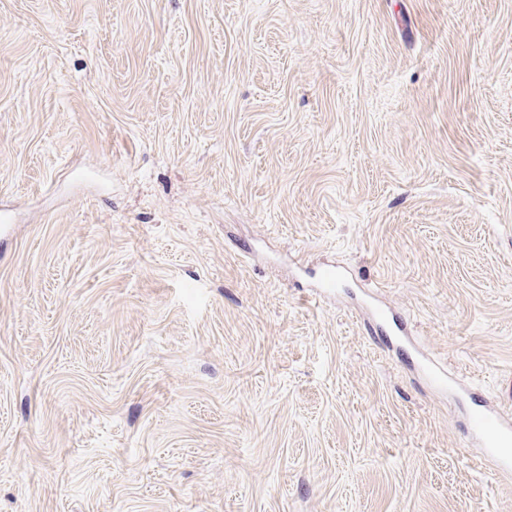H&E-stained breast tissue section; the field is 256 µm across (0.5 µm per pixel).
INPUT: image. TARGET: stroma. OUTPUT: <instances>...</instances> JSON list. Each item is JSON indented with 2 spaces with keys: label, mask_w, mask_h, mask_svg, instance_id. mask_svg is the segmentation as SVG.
<instances>
[{
  "label": "stroma",
  "mask_w": 512,
  "mask_h": 512,
  "mask_svg": "<svg viewBox=\"0 0 512 512\" xmlns=\"http://www.w3.org/2000/svg\"><path fill=\"white\" fill-rule=\"evenodd\" d=\"M1 212L0 512H512V0H0ZM507 403L481 405L471 410L467 430L483 448V458L502 476L512 475V386Z\"/></svg>",
  "instance_id": "1"
}]
</instances>
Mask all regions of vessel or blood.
Here are the masks:
<instances>
[{"instance_id":"1","label":"vessel or blood","mask_w":512,"mask_h":512,"mask_svg":"<svg viewBox=\"0 0 512 512\" xmlns=\"http://www.w3.org/2000/svg\"><path fill=\"white\" fill-rule=\"evenodd\" d=\"M507 395V402L473 408L467 427L484 459L503 476L512 475V386Z\"/></svg>"}]
</instances>
